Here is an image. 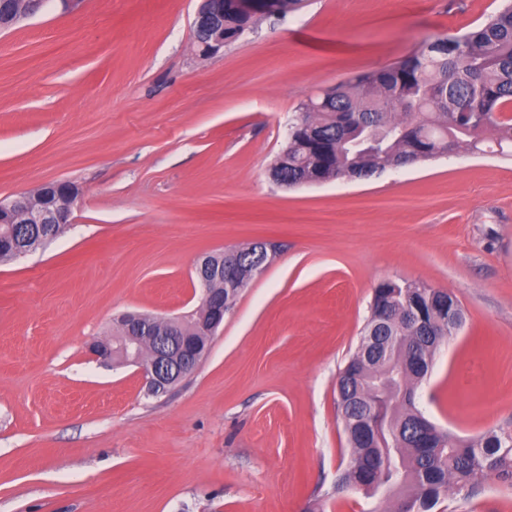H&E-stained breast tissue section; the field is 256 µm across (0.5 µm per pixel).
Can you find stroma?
I'll return each instance as SVG.
<instances>
[{"mask_svg": "<svg viewBox=\"0 0 512 512\" xmlns=\"http://www.w3.org/2000/svg\"><path fill=\"white\" fill-rule=\"evenodd\" d=\"M198 0H83L0 31V198L78 185L73 222L0 264V512H392L337 495V382L376 286L464 313L416 406L465 438L512 427V160L450 156L284 188L300 103L467 30L501 0H309L199 53ZM278 243L197 369L158 397L88 351L126 312L195 309L198 256ZM450 512H512L453 488Z\"/></svg>", "mask_w": 512, "mask_h": 512, "instance_id": "1", "label": "stroma"}]
</instances>
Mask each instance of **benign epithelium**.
Wrapping results in <instances>:
<instances>
[{"mask_svg": "<svg viewBox=\"0 0 512 512\" xmlns=\"http://www.w3.org/2000/svg\"><path fill=\"white\" fill-rule=\"evenodd\" d=\"M50 0H0V31L14 25L17 20L36 16L48 6ZM238 12L255 19L264 15L268 0H230ZM195 43L203 55L216 54L224 49V2L201 0L193 19ZM79 189L67 181L45 183L33 191L22 192L13 197L0 198V225L8 231L0 234V244L10 247L14 254L21 255L34 250L27 244L28 229L36 224L67 225L72 223L73 206ZM258 247L260 258L252 263L244 262L236 253L227 254L222 260L204 255L197 261L194 273L202 288V302L196 309L181 316L163 318L168 326V338L153 346L150 354H144L151 321L144 314L126 313L120 316L119 336L100 339L89 344L90 354L103 361L118 358L125 363L141 368L146 392L152 396L167 393L185 375L196 369L208 347L193 346L187 342L185 324L191 320L197 331L212 338L224 322L227 304L224 292L210 288L215 281L224 282L227 288H236L243 277L259 276L266 265Z\"/></svg>", "mask_w": 512, "mask_h": 512, "instance_id": "benign-epithelium-1", "label": "benign epithelium"}]
</instances>
